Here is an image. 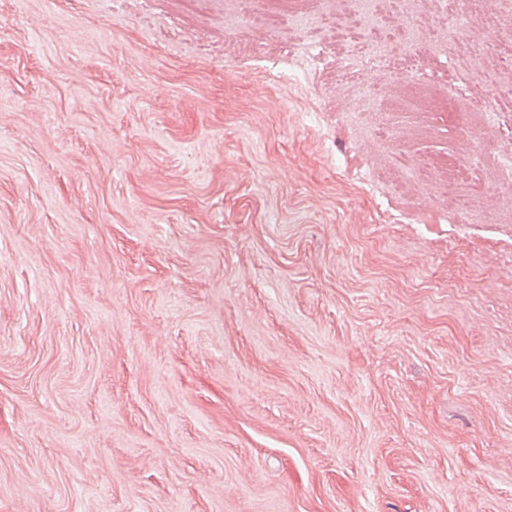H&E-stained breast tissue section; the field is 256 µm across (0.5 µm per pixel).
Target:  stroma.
<instances>
[{
    "label": "stroma",
    "instance_id": "35a3bbf8",
    "mask_svg": "<svg viewBox=\"0 0 512 512\" xmlns=\"http://www.w3.org/2000/svg\"><path fill=\"white\" fill-rule=\"evenodd\" d=\"M296 6L0 0V512H512V198L398 160L512 157L435 105L512 75ZM469 168L461 163L458 158L450 157L445 160L444 165L437 167L434 163L422 162L418 164V172L427 179L435 180L440 186L443 194L448 199L457 197L461 192L467 190L476 197L482 208H492L496 205L497 198L487 196L484 190L471 187L467 179L469 177Z\"/></svg>",
    "mask_w": 512,
    "mask_h": 512
}]
</instances>
